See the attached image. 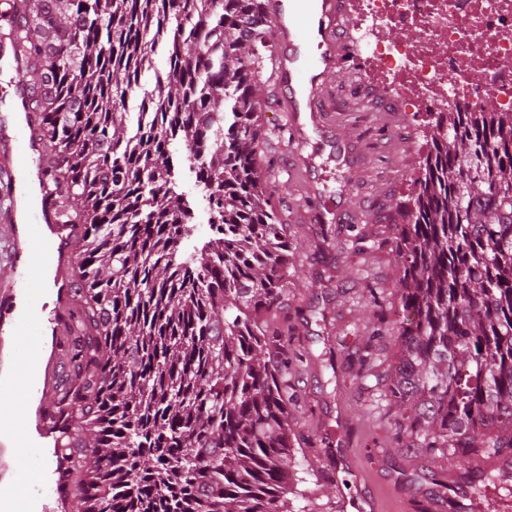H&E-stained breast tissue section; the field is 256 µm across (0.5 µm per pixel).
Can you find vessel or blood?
I'll list each match as a JSON object with an SVG mask.
<instances>
[{
  "instance_id": "b4317fda",
  "label": "vessel or blood",
  "mask_w": 512,
  "mask_h": 512,
  "mask_svg": "<svg viewBox=\"0 0 512 512\" xmlns=\"http://www.w3.org/2000/svg\"><path fill=\"white\" fill-rule=\"evenodd\" d=\"M274 25V53L269 82L280 90V109L294 138L291 149L295 173L303 177L316 207L309 221L332 224L335 202L315 178L316 152L312 135H324L330 122L325 101L331 79L341 70L348 26V0H312V15L301 22L291 0H265ZM36 113L16 98L10 117L0 116L1 200L7 212V270L0 274V370L12 377L0 380L1 412L20 411L19 434H36L14 454L0 449V476L35 471L44 485L36 499L17 500L15 512H72L75 492L71 473L79 465L73 448L79 441L76 416L68 401L77 380L68 370V346L75 321L70 313L72 284L77 271L81 225L72 223L55 204L47 183ZM51 267L50 286L57 301L51 311L28 305L34 275ZM31 362L28 376L18 375L21 363Z\"/></svg>"
}]
</instances>
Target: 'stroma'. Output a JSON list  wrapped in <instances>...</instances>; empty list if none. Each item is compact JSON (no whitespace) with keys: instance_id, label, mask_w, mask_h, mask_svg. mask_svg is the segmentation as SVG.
Here are the masks:
<instances>
[{"instance_id":"35a3bbf8","label":"stroma","mask_w":512,"mask_h":512,"mask_svg":"<svg viewBox=\"0 0 512 512\" xmlns=\"http://www.w3.org/2000/svg\"><path fill=\"white\" fill-rule=\"evenodd\" d=\"M366 64L348 54L334 78L329 107L337 136L352 147L349 165L327 159L321 142L313 148L323 158L322 183L327 195L344 187L346 220L310 224L302 215L307 184L292 173L288 141L278 132L283 118L269 83H261V130L265 145L257 155L260 169H272L267 192L280 208L292 243L288 293L269 314L292 332L289 356L300 363L290 376L295 400L288 422L300 433L293 456L291 483L295 512H337L338 502L357 496L367 484L377 512H412L431 499L443 512H456L477 479L465 458L440 459L411 454L394 426L397 407L375 388L376 380L361 367L370 336L383 332L377 303L389 299L401 271L394 246L401 206L415 196L418 163L428 151L425 113L398 111L381 83L362 79ZM372 92L380 109L356 111L354 92ZM352 448L362 471L351 470L336 457L339 444ZM459 471L454 490L439 496L449 471Z\"/></svg>"}]
</instances>
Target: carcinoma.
I'll list each match as a JSON object with an SVG mask.
<instances>
[{"label": "carcinoma", "instance_id": "cac0c4a2", "mask_svg": "<svg viewBox=\"0 0 512 512\" xmlns=\"http://www.w3.org/2000/svg\"><path fill=\"white\" fill-rule=\"evenodd\" d=\"M0 35L40 115L55 201L84 225L73 341L84 512H290L288 225L261 187L256 88L271 60L263 0H13ZM167 79L122 106L156 46ZM396 248L387 379L402 438L433 455L512 451V112H430ZM197 164L213 237L174 150ZM174 164L176 169L181 174L180 191L184 192L188 199L195 202V219L193 224L194 236L193 238L200 243L207 241L212 236L208 224V209L207 204L202 199L200 188L196 186L195 173L188 171V165L185 160V155H175Z\"/></svg>", "mask_w": 512, "mask_h": 512}]
</instances>
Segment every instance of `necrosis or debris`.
I'll return each mask as SVG.
<instances>
[{"instance_id":"necrosis-or-debris-1","label":"necrosis or debris","mask_w":512,"mask_h":512,"mask_svg":"<svg viewBox=\"0 0 512 512\" xmlns=\"http://www.w3.org/2000/svg\"><path fill=\"white\" fill-rule=\"evenodd\" d=\"M350 26L351 46L402 108L476 112L491 101L512 112V0H354ZM398 28L417 40L383 38Z\"/></svg>"}]
</instances>
